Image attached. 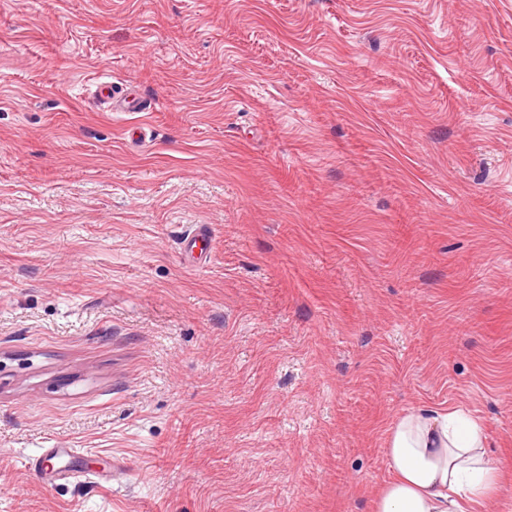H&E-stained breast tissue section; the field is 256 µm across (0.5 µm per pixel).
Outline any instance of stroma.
<instances>
[{
  "label": "stroma",
  "mask_w": 512,
  "mask_h": 512,
  "mask_svg": "<svg viewBox=\"0 0 512 512\" xmlns=\"http://www.w3.org/2000/svg\"><path fill=\"white\" fill-rule=\"evenodd\" d=\"M415 407L512 512V0H0V512H372ZM97 90L101 104L107 111H112L113 107L131 112H143L148 109V106L137 99L135 93L122 89L115 90L112 87V82L99 83ZM210 235V228L205 224L196 225L186 234L182 242L186 260L195 262L202 259Z\"/></svg>",
  "instance_id": "35a3bbf8"
}]
</instances>
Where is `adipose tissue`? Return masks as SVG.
Returning a JSON list of instances; mask_svg holds the SVG:
<instances>
[{"label": "adipose tissue", "mask_w": 512, "mask_h": 512, "mask_svg": "<svg viewBox=\"0 0 512 512\" xmlns=\"http://www.w3.org/2000/svg\"><path fill=\"white\" fill-rule=\"evenodd\" d=\"M386 460L394 478L373 512H468L500 481L481 425L456 408L400 414L387 431Z\"/></svg>", "instance_id": "ef3b65f1"}]
</instances>
